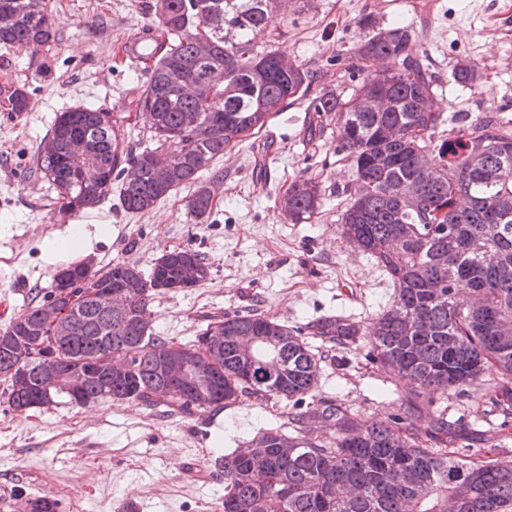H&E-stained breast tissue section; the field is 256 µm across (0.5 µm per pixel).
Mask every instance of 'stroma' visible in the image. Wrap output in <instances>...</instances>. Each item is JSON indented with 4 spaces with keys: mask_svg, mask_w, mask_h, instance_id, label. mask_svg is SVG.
Segmentation results:
<instances>
[{
    "mask_svg": "<svg viewBox=\"0 0 512 512\" xmlns=\"http://www.w3.org/2000/svg\"><path fill=\"white\" fill-rule=\"evenodd\" d=\"M155 2L45 0L55 42L36 53L0 44V301L9 304L0 329L43 304L66 265L84 261L99 270L130 261L147 273L164 251L180 248L199 251L211 274L150 300L145 317L155 335L189 343L225 316L254 310L291 326L321 316L373 322L389 306L393 286L341 233L353 170L334 117L318 116L309 104L327 91L349 99L376 69L375 61L354 56L369 29L410 26L435 76L446 130L457 129V115L466 114L512 132V0H280L273 36L257 39L254 51H282L315 79L309 92L202 171L213 198L205 223L188 212L191 187L134 213L123 208L117 180L95 208L65 213L37 166L39 147L61 112L95 105L117 116L133 151L156 146L138 107L147 76L123 58L140 27L157 24ZM364 17L371 28L361 26ZM463 60L476 69L466 86L451 79ZM14 86L32 99L31 110L12 111ZM301 176L320 184L323 205L310 223L293 224L281 201ZM74 230L81 245L50 259V242ZM21 280L25 292L14 293ZM370 347V337L362 336L327 358L317 396L364 418L399 414L408 398L428 401L427 392L395 382L369 357ZM7 398L8 383L0 378V512L35 496L55 501L57 512H115L128 496L139 512H223L219 458L285 413L273 398L192 414L134 401L78 406L65 397L19 411ZM436 405L456 426L449 447L491 439L499 458L512 459V424L503 425L483 391H452Z\"/></svg>",
    "mask_w": 512,
    "mask_h": 512,
    "instance_id": "1",
    "label": "stroma"
}]
</instances>
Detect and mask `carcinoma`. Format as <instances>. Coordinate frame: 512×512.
Masks as SVG:
<instances>
[{
  "label": "carcinoma",
  "mask_w": 512,
  "mask_h": 512,
  "mask_svg": "<svg viewBox=\"0 0 512 512\" xmlns=\"http://www.w3.org/2000/svg\"><path fill=\"white\" fill-rule=\"evenodd\" d=\"M278 0H159L154 52L144 60L150 72L139 107L152 115L157 149L135 153L123 146L117 118L92 105L58 117L55 152L39 156V169L57 187L62 209L80 212L112 192V173L130 165L122 183L123 207L152 208L173 191L194 184L190 215L200 224L212 212L210 190L197 184L216 156L264 126L289 100L305 93L312 76L272 51L257 58L253 42L271 35ZM211 55H197L198 38ZM57 31L43 0H0V43L32 52L56 41ZM408 27L375 32L357 48L362 60L381 62L362 88L387 103L379 109L341 102L324 92L313 110L336 113L341 151L354 179L342 214V233L367 252L392 281L390 305L365 328L336 317L290 326L261 313L224 319V339L210 343L198 386L167 383L162 367L190 359L204 336L191 344L152 333L140 322L147 303L181 280L184 266L196 269V283L210 276L199 252L163 253L152 273L116 263L104 273L68 265L74 279L96 280L100 293L68 309L59 281L49 303L68 310L60 355L70 366L71 385L51 367L23 360L36 340L44 306H35L0 329V372L13 371L7 402L28 409L79 391L78 404L120 398L182 411L228 406L246 397H277L292 405L287 421L246 442L266 458L253 468L240 450L224 455V512H512V460L487 446L448 448L454 423L447 413L407 399L403 413L386 420L362 419L342 405L315 398L321 363L333 348L373 337L371 358L397 380L437 398L477 385L494 407L512 414V135L489 122L472 121L434 142L445 124L435 107V78L414 50ZM205 68L224 70V86L184 97L185 78ZM188 113L197 124L184 126ZM87 138L99 165L98 181L79 183L68 161L69 142ZM171 149L166 180L153 170L156 151ZM414 197L400 205V186ZM319 183L303 176L284 193L293 224H306L322 206ZM119 286L133 295L130 309L107 313L102 292ZM265 337L253 359L241 356L235 337ZM305 409H299V406ZM319 426L329 436L315 434Z\"/></svg>",
  "instance_id": "carcinoma-1"
}]
</instances>
